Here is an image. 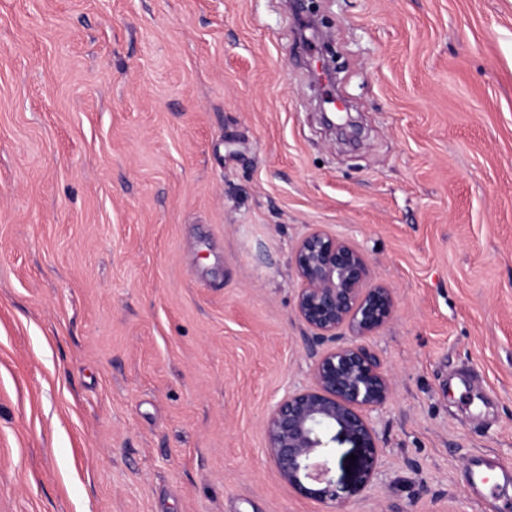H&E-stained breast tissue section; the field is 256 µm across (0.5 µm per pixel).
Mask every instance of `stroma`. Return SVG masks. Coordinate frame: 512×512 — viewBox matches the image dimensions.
Instances as JSON below:
<instances>
[{"label": "stroma", "mask_w": 512, "mask_h": 512, "mask_svg": "<svg viewBox=\"0 0 512 512\" xmlns=\"http://www.w3.org/2000/svg\"><path fill=\"white\" fill-rule=\"evenodd\" d=\"M0 0V512H498L512 462V0ZM313 227L393 289L380 456L288 488L265 420L312 387ZM307 2V0H290L289 6L304 18L305 31H309V38L320 43L326 69L333 76L336 73V55L332 50V42L330 37L321 30L312 13L309 12L311 10ZM346 114L347 115H336L333 119L327 116L326 113H323V119L327 126L335 130L340 140L354 144L359 138L360 128L349 113ZM512 481V465L500 462L489 456L472 459L467 474L470 491L480 499H486L501 483Z\"/></svg>", "instance_id": "stroma-1"}]
</instances>
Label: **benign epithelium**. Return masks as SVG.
<instances>
[{"mask_svg":"<svg viewBox=\"0 0 512 512\" xmlns=\"http://www.w3.org/2000/svg\"><path fill=\"white\" fill-rule=\"evenodd\" d=\"M289 6L304 18L309 38L320 43L327 71L335 74L332 42L307 0H289ZM323 119L340 140H358L360 128L350 115ZM293 261L301 281L295 307L310 330L315 385L288 394L271 409L265 422L267 452L290 488L336 502L340 495L330 477V461L321 456L323 433L330 430L331 441L358 449L360 463L351 474L350 490L364 491L380 455L366 411L388 403L393 389L380 358L358 340L391 319L395 297L391 288L370 281L368 263L358 249L320 228L301 238Z\"/></svg>","mask_w":512,"mask_h":512,"instance_id":"benign-epithelium-1","label":"benign epithelium"}]
</instances>
